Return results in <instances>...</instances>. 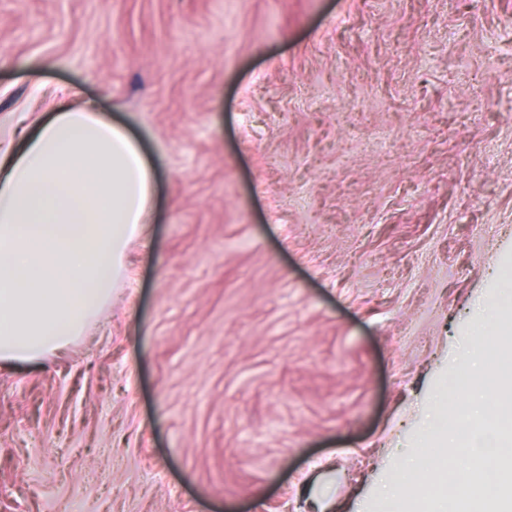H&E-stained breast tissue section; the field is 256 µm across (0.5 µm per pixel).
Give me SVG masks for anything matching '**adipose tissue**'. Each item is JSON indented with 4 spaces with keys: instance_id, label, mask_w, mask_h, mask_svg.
<instances>
[{
    "instance_id": "obj_1",
    "label": "adipose tissue",
    "mask_w": 512,
    "mask_h": 512,
    "mask_svg": "<svg viewBox=\"0 0 512 512\" xmlns=\"http://www.w3.org/2000/svg\"><path fill=\"white\" fill-rule=\"evenodd\" d=\"M154 185L142 143L89 103L61 101L0 122V365L40 361L86 335L126 272ZM472 414L471 473L429 512L473 500L479 512H512V456L499 453L482 404ZM426 479L419 457L407 456L381 490L387 512H399L405 484Z\"/></svg>"
}]
</instances>
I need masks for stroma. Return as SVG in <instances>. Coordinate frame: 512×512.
Here are the masks:
<instances>
[{"instance_id":"stroma-1","label":"stroma","mask_w":512,"mask_h":512,"mask_svg":"<svg viewBox=\"0 0 512 512\" xmlns=\"http://www.w3.org/2000/svg\"><path fill=\"white\" fill-rule=\"evenodd\" d=\"M63 89L154 222L0 371V512H381L512 277V0H0V117Z\"/></svg>"}]
</instances>
